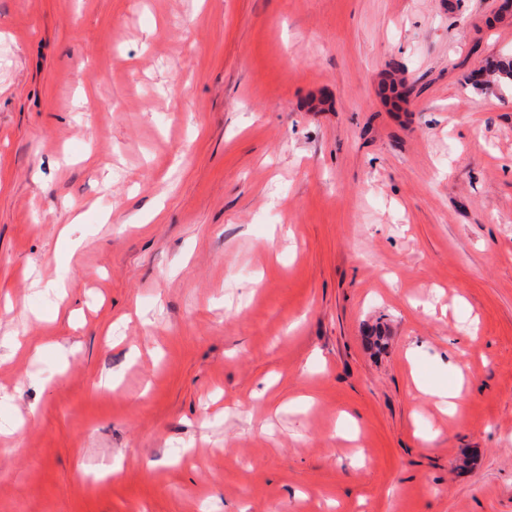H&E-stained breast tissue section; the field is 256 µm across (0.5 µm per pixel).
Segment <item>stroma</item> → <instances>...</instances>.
I'll list each match as a JSON object with an SVG mask.
<instances>
[{"mask_svg":"<svg viewBox=\"0 0 512 512\" xmlns=\"http://www.w3.org/2000/svg\"><path fill=\"white\" fill-rule=\"evenodd\" d=\"M510 54L512 0H0V512H512ZM480 72H486L489 79L478 81L476 75ZM478 73L471 72L467 78L468 82H472V87L479 89L484 84L496 82L504 86H512V56L502 57L498 60L492 61L490 64L480 67Z\"/></svg>","mask_w":512,"mask_h":512,"instance_id":"stroma-1","label":"stroma"}]
</instances>
